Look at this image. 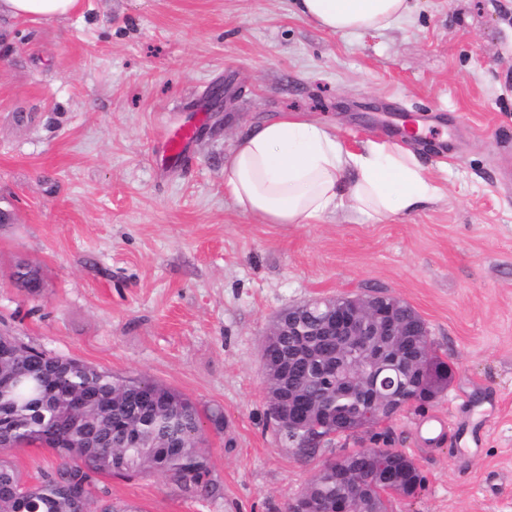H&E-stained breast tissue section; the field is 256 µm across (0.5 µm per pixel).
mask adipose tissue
<instances>
[{"label": "adipose tissue", "mask_w": 512, "mask_h": 512, "mask_svg": "<svg viewBox=\"0 0 512 512\" xmlns=\"http://www.w3.org/2000/svg\"><path fill=\"white\" fill-rule=\"evenodd\" d=\"M77 0H0V17L66 18ZM296 13L333 34L391 27L411 0H294ZM224 188L265 224H313L345 210L372 218L410 214L439 187L415 153L387 142L347 147L334 129L298 113L252 125L224 164Z\"/></svg>", "instance_id": "adipose-tissue-1"}]
</instances>
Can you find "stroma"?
I'll return each instance as SVG.
<instances>
[{
	"label": "stroma",
	"instance_id": "obj_1",
	"mask_svg": "<svg viewBox=\"0 0 512 512\" xmlns=\"http://www.w3.org/2000/svg\"><path fill=\"white\" fill-rule=\"evenodd\" d=\"M231 86L223 111L211 89ZM300 112L353 149L406 142L440 186L411 215L265 224L224 193L254 121ZM195 134L178 160L164 135ZM512 0H413L391 28L331 34L291 0H79L0 23V333L224 413L205 447L222 498L105 478L141 512H285L342 449L396 448L425 478L394 512H512ZM38 268L28 292L11 282ZM410 304L447 389L359 439L299 455L270 419L260 348L317 296ZM444 421L442 436L421 420Z\"/></svg>",
	"mask_w": 512,
	"mask_h": 512
}]
</instances>
